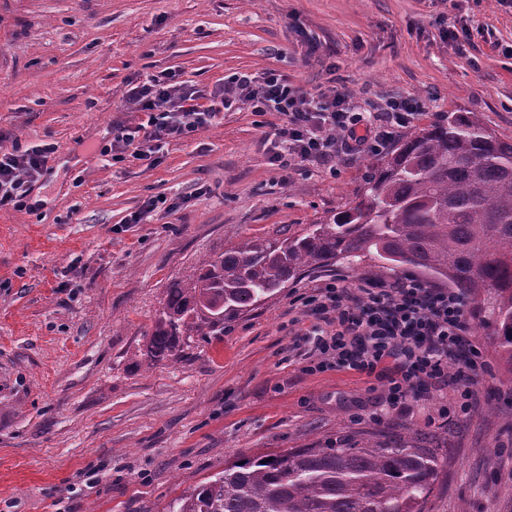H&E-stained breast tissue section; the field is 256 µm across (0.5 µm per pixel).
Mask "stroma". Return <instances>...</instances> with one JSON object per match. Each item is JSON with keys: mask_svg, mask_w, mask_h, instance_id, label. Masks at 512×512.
I'll list each match as a JSON object with an SVG mask.
<instances>
[{"mask_svg": "<svg viewBox=\"0 0 512 512\" xmlns=\"http://www.w3.org/2000/svg\"><path fill=\"white\" fill-rule=\"evenodd\" d=\"M452 18L468 42L444 39ZM271 69L304 96L337 85L367 113L417 97L414 128L462 109L512 140V5L497 0H0V148L53 149L0 210V512H167L241 458L392 434L437 450L426 512H512V383L479 317L489 370L466 417L439 419L438 395L391 421L366 376L311 369L324 323L302 297L402 269L315 270L142 365L170 279L243 238L303 234L369 171L368 151L272 164L281 117L242 107L151 158L112 152L114 125L147 120L129 84L173 72L205 107L224 79Z\"/></svg>", "mask_w": 512, "mask_h": 512, "instance_id": "stroma-1", "label": "stroma"}]
</instances>
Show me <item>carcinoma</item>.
Returning <instances> with one entry per match:
<instances>
[{"label":"carcinoma","instance_id":"carcinoma-1","mask_svg":"<svg viewBox=\"0 0 512 512\" xmlns=\"http://www.w3.org/2000/svg\"><path fill=\"white\" fill-rule=\"evenodd\" d=\"M369 255L464 293L512 374V141L473 112H450L373 161L354 199L306 233L248 238L174 279L142 353L179 337L224 335L310 270ZM436 449L397 441L243 458L175 499L168 512H425Z\"/></svg>","mask_w":512,"mask_h":512}]
</instances>
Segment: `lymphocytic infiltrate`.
Listing matches in <instances>:
<instances>
[{"mask_svg": "<svg viewBox=\"0 0 512 512\" xmlns=\"http://www.w3.org/2000/svg\"><path fill=\"white\" fill-rule=\"evenodd\" d=\"M199 91L170 79L152 78L131 85L126 100L148 115L146 123L121 128L115 150L138 160L151 156L156 142L186 138L207 127L220 109L235 105L284 116L273 139L272 161L332 162L337 146L380 153L408 128L421 110L414 98L392 99L376 122L365 123L348 90L331 89L311 97L297 95L287 78L272 71L263 77L238 75L217 85L210 108L196 104ZM49 147L0 150V209L16 207L40 175ZM304 305L332 325L317 335L318 369L350 370L386 380L385 402L402 412L409 401H425L451 391L462 413L477 403L472 381L487 370L481 349L469 343L471 316L466 297L452 288H431L413 275L392 283L347 288L332 281Z\"/></svg>", "mask_w": 512, "mask_h": 512, "instance_id": "f902f5d3", "label": "lymphocytic infiltrate"}]
</instances>
